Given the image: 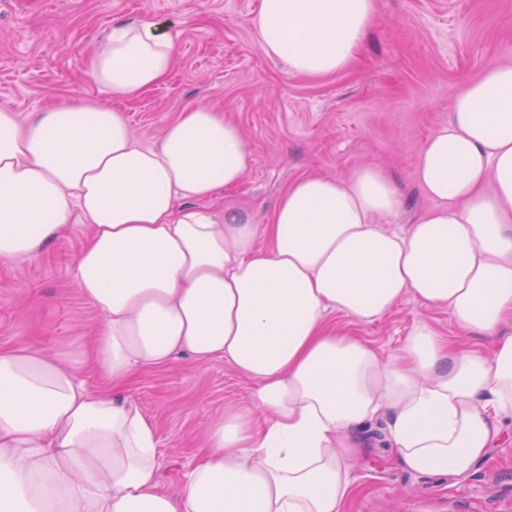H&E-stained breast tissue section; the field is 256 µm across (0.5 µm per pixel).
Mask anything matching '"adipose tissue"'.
Returning a JSON list of instances; mask_svg holds the SVG:
<instances>
[{
  "instance_id": "1",
  "label": "adipose tissue",
  "mask_w": 512,
  "mask_h": 512,
  "mask_svg": "<svg viewBox=\"0 0 512 512\" xmlns=\"http://www.w3.org/2000/svg\"><path fill=\"white\" fill-rule=\"evenodd\" d=\"M377 11V0H260L252 28L265 56L318 78L348 67ZM174 56L156 23L116 21L86 74L130 100ZM248 165L239 127L206 104L152 147L113 108L72 101L23 125L0 107V262L73 219L89 225L77 283L104 317L90 359L113 383L92 392L68 356L0 350V512H342L379 416L408 471L465 474L495 444L512 419V63L486 65L423 143L412 178L435 206L409 227H389L403 198L367 164L291 182L259 247L250 213L210 206ZM409 294L487 349L421 324L384 358L327 323L331 311L383 319ZM181 356L224 359L253 388L249 407L211 422L173 492L155 423L115 389Z\"/></svg>"
}]
</instances>
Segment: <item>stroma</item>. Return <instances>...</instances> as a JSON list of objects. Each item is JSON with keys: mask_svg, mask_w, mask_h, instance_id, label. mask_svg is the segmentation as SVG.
Masks as SVG:
<instances>
[{"mask_svg": "<svg viewBox=\"0 0 512 512\" xmlns=\"http://www.w3.org/2000/svg\"><path fill=\"white\" fill-rule=\"evenodd\" d=\"M260 0H0V107L20 122L61 102L112 98L85 74V59L113 21L148 19L174 38L175 60L160 85L122 103L137 141L156 145L184 107L205 103L241 127L250 165L242 184L220 193L266 223L288 184L307 173L338 177L362 163L396 177L405 227L433 208L412 180L416 155L448 118L452 98L488 62L512 61V0H377L378 13L356 59L321 78L290 74L254 43L250 19ZM88 227L38 252L0 263V349L36 347L73 354L104 318L77 290L76 268ZM330 326L382 355L399 353L426 324L445 339L477 345L447 311L406 295L382 320L330 312ZM252 383L217 359L182 356L136 369L123 391L155 422L159 474L177 487L204 453V436L229 404L247 405ZM372 446L353 472L344 512H512V427L472 471L433 475L404 470L390 455L387 422L371 427Z\"/></svg>", "mask_w": 512, "mask_h": 512, "instance_id": "obj_1", "label": "stroma"}]
</instances>
